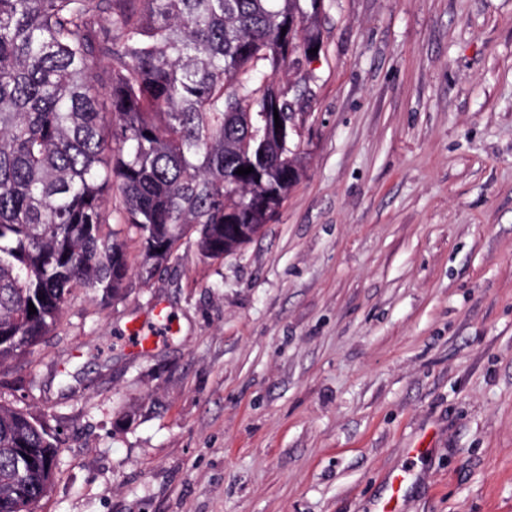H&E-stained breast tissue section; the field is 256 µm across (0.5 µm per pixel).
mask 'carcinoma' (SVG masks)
Listing matches in <instances>:
<instances>
[{
    "label": "carcinoma",
    "mask_w": 512,
    "mask_h": 512,
    "mask_svg": "<svg viewBox=\"0 0 512 512\" xmlns=\"http://www.w3.org/2000/svg\"><path fill=\"white\" fill-rule=\"evenodd\" d=\"M325 2L0 0V369L56 329L74 289L118 300L185 236L219 259L232 225L274 220L304 165L295 122L274 142L263 129L313 75L291 96L257 66L314 59ZM112 222L136 235L137 266ZM57 463L51 427L0 401V512H34Z\"/></svg>",
    "instance_id": "obj_1"
}]
</instances>
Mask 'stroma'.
Masks as SVG:
<instances>
[{
  "instance_id": "stroma-1",
  "label": "stroma",
  "mask_w": 512,
  "mask_h": 512,
  "mask_svg": "<svg viewBox=\"0 0 512 512\" xmlns=\"http://www.w3.org/2000/svg\"><path fill=\"white\" fill-rule=\"evenodd\" d=\"M302 178L237 252L71 294L0 399L36 512H512V0H329ZM164 303L147 352L112 336ZM36 387H29V380ZM58 440L46 421L0 400V512H33L47 495L58 463ZM29 456L22 491L28 509L17 510L16 467ZM408 480L409 476L405 472L392 474L389 477L390 494L377 503L375 512H400V493Z\"/></svg>"
}]
</instances>
